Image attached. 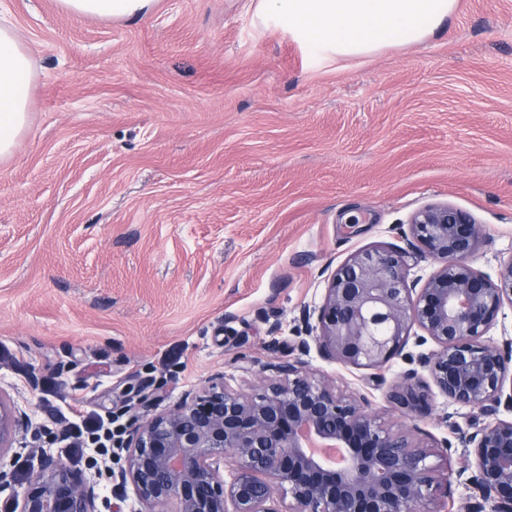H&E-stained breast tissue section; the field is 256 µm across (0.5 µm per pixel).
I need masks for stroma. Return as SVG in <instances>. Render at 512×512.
<instances>
[{
  "label": "stroma",
  "instance_id": "stroma-1",
  "mask_svg": "<svg viewBox=\"0 0 512 512\" xmlns=\"http://www.w3.org/2000/svg\"><path fill=\"white\" fill-rule=\"evenodd\" d=\"M258 0H153L137 17L77 18L57 0H0L31 60L33 108L0 159V398L28 417L0 512L48 461L130 512L78 437L171 408L215 376L252 392L294 355L352 254L406 247L428 205L481 229L472 264L512 259V0H455L426 39L316 55ZM278 333H271V325ZM436 453L432 512L470 490L472 410L437 389L404 417L388 393L410 364L359 369L310 353Z\"/></svg>",
  "mask_w": 512,
  "mask_h": 512
}]
</instances>
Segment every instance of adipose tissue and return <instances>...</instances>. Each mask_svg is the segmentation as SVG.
Returning <instances> with one entry per match:
<instances>
[{"label": "adipose tissue", "instance_id": "1", "mask_svg": "<svg viewBox=\"0 0 512 512\" xmlns=\"http://www.w3.org/2000/svg\"><path fill=\"white\" fill-rule=\"evenodd\" d=\"M152 0H58L80 18L109 19L147 9ZM455 0H259L260 17L287 22L327 57L370 55L393 34L419 42L450 15ZM31 60L10 25L0 22V158L11 155L31 108Z\"/></svg>", "mask_w": 512, "mask_h": 512}]
</instances>
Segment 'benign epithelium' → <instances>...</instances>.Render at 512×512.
Masks as SVG:
<instances>
[{
  "mask_svg": "<svg viewBox=\"0 0 512 512\" xmlns=\"http://www.w3.org/2000/svg\"><path fill=\"white\" fill-rule=\"evenodd\" d=\"M409 248H372L350 256L333 274L323 304L302 311L297 356L252 393L224 377L174 407L131 425L122 447L119 484L131 487L136 512H420L432 497L431 447L389 427L360 393H336L314 373L311 347L326 359L380 367L400 355L417 326L436 349L419 356L429 380L405 374L388 399L411 416L434 385L448 401L495 417L463 436L473 456L475 494L458 512H512V340H483L497 313L512 303V259L495 281L473 267L476 222L448 205L411 218ZM428 255L439 266L413 293L409 261ZM317 324H311L312 317ZM25 423L0 403V489L11 484L4 448ZM230 459L229 474L221 462ZM95 492L62 463H49L23 498L20 512H95Z\"/></svg>",
  "mask_w": 512,
  "mask_h": 512,
  "instance_id": "obj_1",
  "label": "benign epithelium"
}]
</instances>
